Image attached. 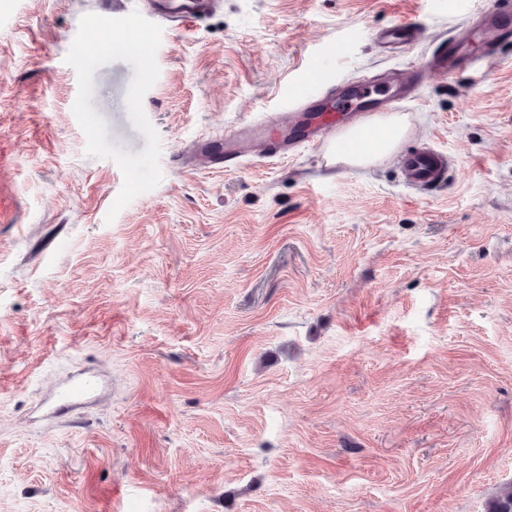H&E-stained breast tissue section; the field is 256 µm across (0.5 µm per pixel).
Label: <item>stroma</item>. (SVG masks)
<instances>
[{"label":"stroma","instance_id":"35a3bbf8","mask_svg":"<svg viewBox=\"0 0 512 512\" xmlns=\"http://www.w3.org/2000/svg\"><path fill=\"white\" fill-rule=\"evenodd\" d=\"M476 8L512 0H219L164 26L143 98L163 179L110 222L124 175L86 155L65 58L82 16L147 0H0L24 203L0 224V512H486L512 482V45L432 75L372 167L259 144L237 169L184 163L298 89L411 68ZM402 20L423 43L383 52L375 32ZM133 75L98 68L91 105L136 154ZM425 145L452 167L427 195L398 172ZM88 367L98 396L40 418Z\"/></svg>","mask_w":512,"mask_h":512}]
</instances>
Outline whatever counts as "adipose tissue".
Wrapping results in <instances>:
<instances>
[{"instance_id": "adipose-tissue-1", "label": "adipose tissue", "mask_w": 512, "mask_h": 512, "mask_svg": "<svg viewBox=\"0 0 512 512\" xmlns=\"http://www.w3.org/2000/svg\"><path fill=\"white\" fill-rule=\"evenodd\" d=\"M409 130L405 115L374 114L361 124L348 127L327 151V161L353 168L381 162L394 153Z\"/></svg>"}]
</instances>
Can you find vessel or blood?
<instances>
[{
  "instance_id": "1",
  "label": "vessel or blood",
  "mask_w": 512,
  "mask_h": 512,
  "mask_svg": "<svg viewBox=\"0 0 512 512\" xmlns=\"http://www.w3.org/2000/svg\"><path fill=\"white\" fill-rule=\"evenodd\" d=\"M216 0H150L151 12L164 21L189 25L202 20L214 8ZM483 26L466 24L449 34L447 42L433 52L424 54L409 71H396L388 76L394 87V103L410 99L415 88L430 75L441 73L448 77L457 74L489 69L497 60L499 50L485 47L473 51L472 46L484 35ZM419 27L397 22L378 30L375 40L386 46L412 47L420 43ZM366 89L357 84L336 94L334 99H317L310 91H301L296 97L293 113L275 112L262 121L241 124L225 135L221 143L206 140L195 149L196 155H214L217 165L238 166L245 155V148L252 143L265 144L270 156L288 157L298 146L315 145L330 136L338 116L358 122L364 111ZM15 167L12 153L0 148V224H16L20 221L21 200L18 187L10 173ZM405 183L417 190H429L448 181L451 171L447 155L442 151L426 148L406 155L400 161ZM99 387L92 374L72 377L58 385L48 403L49 418H56L90 400Z\"/></svg>"
}]
</instances>
